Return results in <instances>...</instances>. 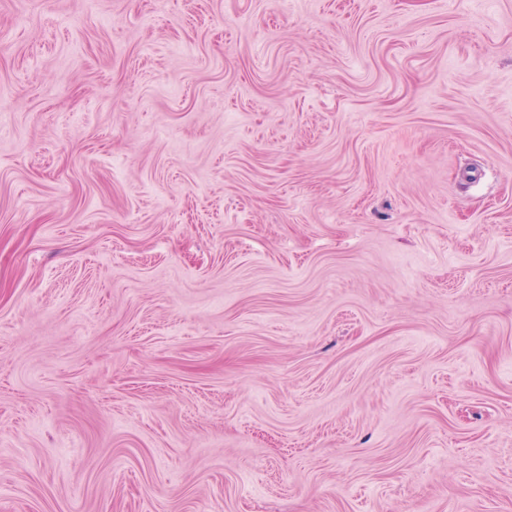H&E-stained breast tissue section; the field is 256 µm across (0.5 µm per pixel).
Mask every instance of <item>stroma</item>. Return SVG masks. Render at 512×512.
Returning a JSON list of instances; mask_svg holds the SVG:
<instances>
[{
	"label": "stroma",
	"mask_w": 512,
	"mask_h": 512,
	"mask_svg": "<svg viewBox=\"0 0 512 512\" xmlns=\"http://www.w3.org/2000/svg\"><path fill=\"white\" fill-rule=\"evenodd\" d=\"M0 512H512V0H0Z\"/></svg>",
	"instance_id": "obj_1"
}]
</instances>
